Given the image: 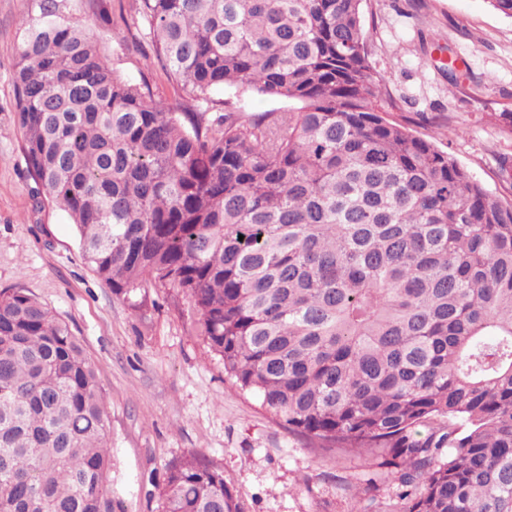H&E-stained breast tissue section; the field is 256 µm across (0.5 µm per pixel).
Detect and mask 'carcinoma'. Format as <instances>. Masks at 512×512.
<instances>
[{
    "label": "carcinoma",
    "instance_id": "carcinoma-1",
    "mask_svg": "<svg viewBox=\"0 0 512 512\" xmlns=\"http://www.w3.org/2000/svg\"><path fill=\"white\" fill-rule=\"evenodd\" d=\"M68 2L20 21L16 113L91 269L119 295L187 296L232 386L320 448L367 449L400 512H512V204L382 116L363 0H140L195 103L180 117ZM219 89L288 108L249 116ZM111 474L79 340L0 291V512H115ZM158 509L242 512L196 452L168 465Z\"/></svg>",
    "mask_w": 512,
    "mask_h": 512
}]
</instances>
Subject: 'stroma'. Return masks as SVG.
<instances>
[{
	"mask_svg": "<svg viewBox=\"0 0 512 512\" xmlns=\"http://www.w3.org/2000/svg\"><path fill=\"white\" fill-rule=\"evenodd\" d=\"M137 0H71L70 12L125 79L185 112L136 25ZM30 0H0V291H29L66 321L93 362L122 512H155L168 464L191 451L224 469L243 512H398L392 477L368 453L326 452L237 391L171 288L115 294L85 263L67 214L30 174L15 108L19 22ZM373 76L388 120L433 138L498 200L512 203V18L486 0H363ZM455 60L448 70L447 60Z\"/></svg>",
	"mask_w": 512,
	"mask_h": 512,
	"instance_id": "obj_1",
	"label": "stroma"
}]
</instances>
